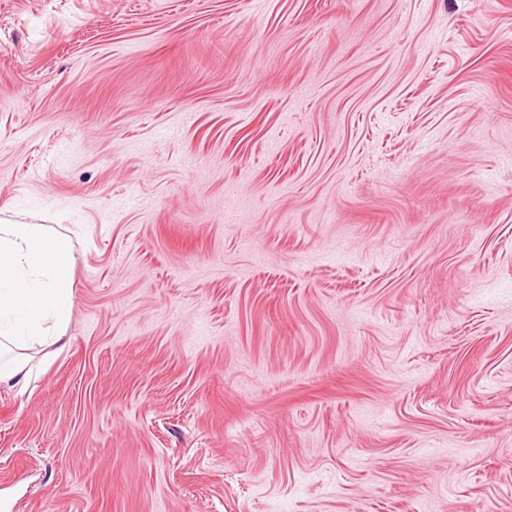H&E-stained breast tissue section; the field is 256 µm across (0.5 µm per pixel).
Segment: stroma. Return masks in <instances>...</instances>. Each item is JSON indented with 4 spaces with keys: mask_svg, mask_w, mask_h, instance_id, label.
<instances>
[{
    "mask_svg": "<svg viewBox=\"0 0 512 512\" xmlns=\"http://www.w3.org/2000/svg\"><path fill=\"white\" fill-rule=\"evenodd\" d=\"M1 208L0 512H512V0H0ZM73 264L70 238L52 226L0 218V387L26 391L27 352L64 341Z\"/></svg>",
    "mask_w": 512,
    "mask_h": 512,
    "instance_id": "35a3bbf8",
    "label": "stroma"
}]
</instances>
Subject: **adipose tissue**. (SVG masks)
Returning a JSON list of instances; mask_svg holds the SVG:
<instances>
[{
  "label": "adipose tissue",
  "instance_id": "obj_1",
  "mask_svg": "<svg viewBox=\"0 0 512 512\" xmlns=\"http://www.w3.org/2000/svg\"><path fill=\"white\" fill-rule=\"evenodd\" d=\"M73 264L70 238L52 226L0 218V387L26 391L29 350L64 340Z\"/></svg>",
  "mask_w": 512,
  "mask_h": 512
}]
</instances>
